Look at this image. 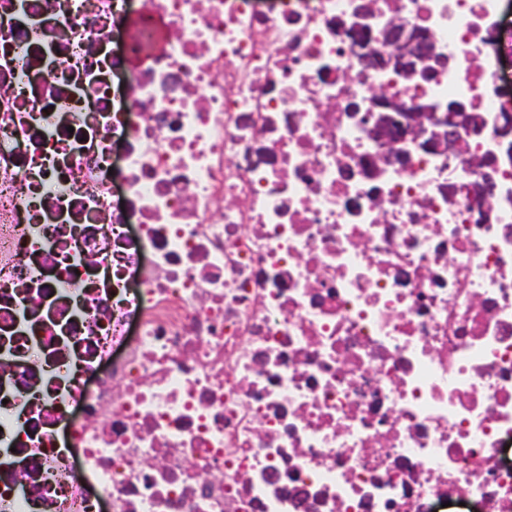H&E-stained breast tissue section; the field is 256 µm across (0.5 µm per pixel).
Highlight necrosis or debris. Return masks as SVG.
I'll return each instance as SVG.
<instances>
[{"instance_id":"4bbe7bcc","label":"necrosis or debris","mask_w":512,"mask_h":512,"mask_svg":"<svg viewBox=\"0 0 512 512\" xmlns=\"http://www.w3.org/2000/svg\"><path fill=\"white\" fill-rule=\"evenodd\" d=\"M508 113L512 0H0V512H512ZM386 47L389 49L379 62L394 66L398 70L407 71L433 56L432 42H422L417 39L411 30L403 25L391 26L386 34ZM466 113L456 114L451 112L439 113L435 110L432 112H408L406 113V129L405 135L414 134L417 132H427L429 127H441L442 132L434 131L437 138H444L448 135V141L452 134L457 129V126L462 125L464 122L471 121Z\"/></svg>"}]
</instances>
